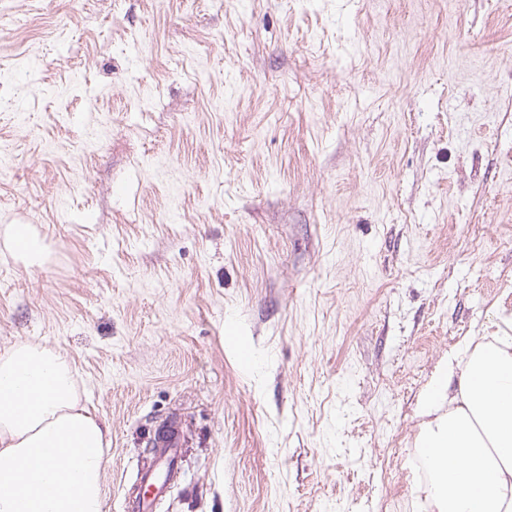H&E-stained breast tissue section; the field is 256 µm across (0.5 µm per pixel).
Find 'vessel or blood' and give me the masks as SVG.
<instances>
[{
  "mask_svg": "<svg viewBox=\"0 0 512 512\" xmlns=\"http://www.w3.org/2000/svg\"><path fill=\"white\" fill-rule=\"evenodd\" d=\"M189 435V425L177 413L169 415L154 428L147 442L148 447L155 450L153 462L138 468L137 490L126 498V512H153L168 490L180 483L177 461Z\"/></svg>",
  "mask_w": 512,
  "mask_h": 512,
  "instance_id": "1",
  "label": "vessel or blood"
}]
</instances>
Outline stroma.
<instances>
[{
  "label": "stroma",
  "instance_id": "obj_1",
  "mask_svg": "<svg viewBox=\"0 0 512 512\" xmlns=\"http://www.w3.org/2000/svg\"><path fill=\"white\" fill-rule=\"evenodd\" d=\"M503 312L512 0H0V352L67 354L105 512L175 410L160 512H429L421 396ZM12 237L14 246L21 256L30 260H36L39 257L40 248L26 225H15Z\"/></svg>",
  "mask_w": 512,
  "mask_h": 512
}]
</instances>
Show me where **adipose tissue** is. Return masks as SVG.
I'll list each match as a JSON object with an SVG mask.
<instances>
[{"label":"adipose tissue","mask_w":512,"mask_h":512,"mask_svg":"<svg viewBox=\"0 0 512 512\" xmlns=\"http://www.w3.org/2000/svg\"><path fill=\"white\" fill-rule=\"evenodd\" d=\"M421 412L418 490L436 512H512V318L449 356ZM110 434L65 353L0 352V512H104Z\"/></svg>","instance_id":"ef3b65f1"}]
</instances>
